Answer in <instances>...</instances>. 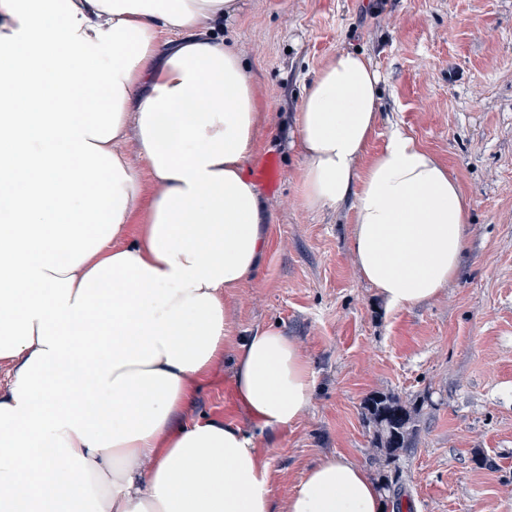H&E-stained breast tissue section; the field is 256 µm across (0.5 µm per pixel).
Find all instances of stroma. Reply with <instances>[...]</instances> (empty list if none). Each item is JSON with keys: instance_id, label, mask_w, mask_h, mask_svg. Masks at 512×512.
<instances>
[{"instance_id": "1", "label": "stroma", "mask_w": 512, "mask_h": 512, "mask_svg": "<svg viewBox=\"0 0 512 512\" xmlns=\"http://www.w3.org/2000/svg\"><path fill=\"white\" fill-rule=\"evenodd\" d=\"M259 103L255 155L280 158L266 197V246L254 279L233 291L242 332L279 325L315 378L288 430L262 431L222 365L191 416L253 434L285 512L307 469L343 455L376 483L402 473L398 512H512V0H238L225 19ZM378 71L379 121L361 165L400 127L449 173L470 204L467 246L435 298L387 308L351 251V205L302 203L295 117L306 85L337 53ZM394 395L420 410L398 464L371 446L364 404Z\"/></svg>"}]
</instances>
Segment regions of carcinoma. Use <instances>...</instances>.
Instances as JSON below:
<instances>
[{
    "mask_svg": "<svg viewBox=\"0 0 512 512\" xmlns=\"http://www.w3.org/2000/svg\"><path fill=\"white\" fill-rule=\"evenodd\" d=\"M420 410L388 395H376L365 404V417L373 427V447L394 463L413 447L419 434Z\"/></svg>",
    "mask_w": 512,
    "mask_h": 512,
    "instance_id": "carcinoma-1",
    "label": "carcinoma"
}]
</instances>
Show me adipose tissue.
I'll list each match as a JSON object with an SVG mask.
<instances>
[{"label":"adipose tissue","mask_w":512,"mask_h":512,"mask_svg":"<svg viewBox=\"0 0 512 512\" xmlns=\"http://www.w3.org/2000/svg\"><path fill=\"white\" fill-rule=\"evenodd\" d=\"M235 11L0 0V512H272L252 438L186 416L227 359L263 430L288 429L314 390L294 340L270 325L242 333L228 303L266 244V205L244 172L254 88L216 33ZM379 83L368 59L341 52L306 87L303 202H352L360 272L404 308L454 278L469 201L397 127L360 168ZM381 505L339 456L307 471L286 512Z\"/></svg>","instance_id":"obj_1"}]
</instances>
